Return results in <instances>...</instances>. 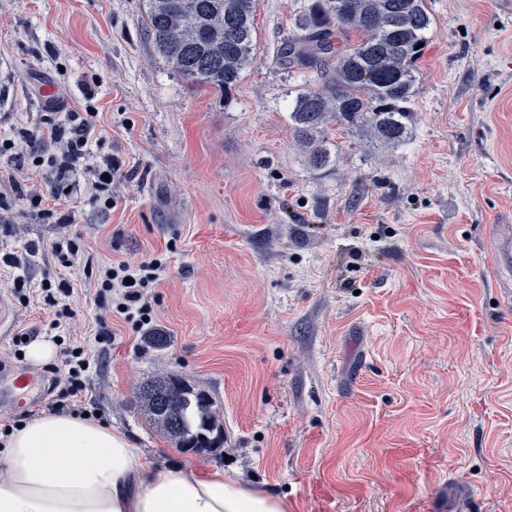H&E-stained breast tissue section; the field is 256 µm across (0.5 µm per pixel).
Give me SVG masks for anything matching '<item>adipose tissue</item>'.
Here are the masks:
<instances>
[{
    "instance_id": "obj_1",
    "label": "adipose tissue",
    "mask_w": 512,
    "mask_h": 512,
    "mask_svg": "<svg viewBox=\"0 0 512 512\" xmlns=\"http://www.w3.org/2000/svg\"><path fill=\"white\" fill-rule=\"evenodd\" d=\"M4 446L0 512H288L223 469L156 462L119 430L74 416L36 417Z\"/></svg>"
}]
</instances>
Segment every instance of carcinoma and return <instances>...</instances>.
I'll list each match as a JSON object with an SVG mask.
<instances>
[{
  "instance_id": "obj_1",
  "label": "carcinoma",
  "mask_w": 512,
  "mask_h": 512,
  "mask_svg": "<svg viewBox=\"0 0 512 512\" xmlns=\"http://www.w3.org/2000/svg\"><path fill=\"white\" fill-rule=\"evenodd\" d=\"M145 25L159 56L194 87L228 91L253 59L256 0H146ZM431 24L428 0H314L300 33L280 51L287 68L325 66L327 84L300 89L290 112L309 163L330 161L331 121L384 144L401 143L413 112L415 65ZM349 30L362 40L336 49ZM143 412L175 448L210 451L224 442L213 402L185 378L168 374L138 391Z\"/></svg>"
}]
</instances>
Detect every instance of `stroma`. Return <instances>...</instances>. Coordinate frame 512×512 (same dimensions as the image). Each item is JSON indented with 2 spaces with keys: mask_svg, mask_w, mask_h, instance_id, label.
Wrapping results in <instances>:
<instances>
[{
  "mask_svg": "<svg viewBox=\"0 0 512 512\" xmlns=\"http://www.w3.org/2000/svg\"><path fill=\"white\" fill-rule=\"evenodd\" d=\"M311 2L257 0L253 60L223 93L156 54L144 0H0V136L90 103L93 152L123 172L109 209L71 173L74 221L56 224L18 189L50 191L54 169L0 156L18 176L0 179V251L32 283L65 273L81 341L100 271L161 260L151 322L108 319L84 396L152 459L223 468L288 512H512V13L428 0L406 140L332 122L317 169L289 114L322 72L278 63ZM14 273L0 264L2 360L20 330L53 337L48 305L12 299ZM163 373L212 399L221 447L153 428L137 392ZM36 388L0 422L46 413L59 390Z\"/></svg>",
  "mask_w": 512,
  "mask_h": 512,
  "instance_id": "35a3bbf8",
  "label": "stroma"
}]
</instances>
